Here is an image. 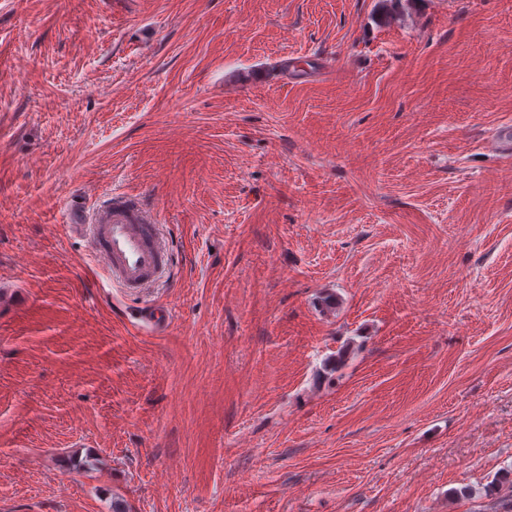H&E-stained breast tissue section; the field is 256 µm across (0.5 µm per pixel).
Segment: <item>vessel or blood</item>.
<instances>
[{"mask_svg":"<svg viewBox=\"0 0 512 512\" xmlns=\"http://www.w3.org/2000/svg\"><path fill=\"white\" fill-rule=\"evenodd\" d=\"M82 210L73 207V228L87 227L94 252L113 281L142 291L152 287L169 262L155 217L134 199L116 196L96 211L90 224L80 222Z\"/></svg>","mask_w":512,"mask_h":512,"instance_id":"1","label":"vessel or blood"}]
</instances>
